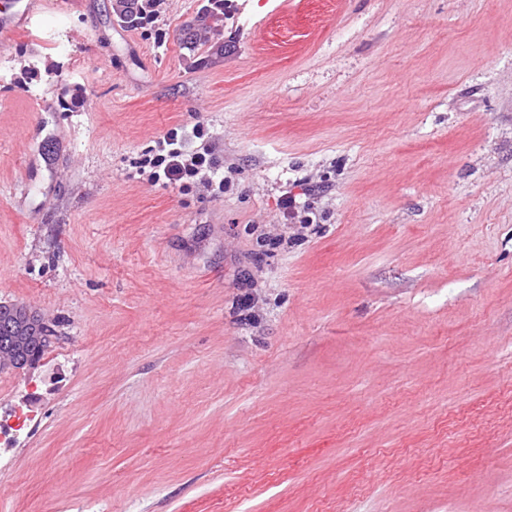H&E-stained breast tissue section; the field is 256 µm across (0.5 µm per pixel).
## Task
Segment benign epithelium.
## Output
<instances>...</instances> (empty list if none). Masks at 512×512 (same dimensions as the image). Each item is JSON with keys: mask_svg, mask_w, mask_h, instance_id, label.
<instances>
[{"mask_svg": "<svg viewBox=\"0 0 512 512\" xmlns=\"http://www.w3.org/2000/svg\"><path fill=\"white\" fill-rule=\"evenodd\" d=\"M0 310L8 313L10 323L0 337V371L32 369L38 364L30 350L42 352L50 346L53 337L39 334L44 318L34 309L21 303H0Z\"/></svg>", "mask_w": 512, "mask_h": 512, "instance_id": "1", "label": "benign epithelium"}]
</instances>
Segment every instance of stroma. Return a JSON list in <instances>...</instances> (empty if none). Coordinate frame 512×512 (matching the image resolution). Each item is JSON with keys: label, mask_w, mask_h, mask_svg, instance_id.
Here are the masks:
<instances>
[{"label": "stroma", "mask_w": 512, "mask_h": 512, "mask_svg": "<svg viewBox=\"0 0 512 512\" xmlns=\"http://www.w3.org/2000/svg\"><path fill=\"white\" fill-rule=\"evenodd\" d=\"M200 4L0 33V512H512V0ZM161 0H115L113 6L118 22L123 28L140 31L151 36ZM206 1L208 9L199 8L194 17L181 29V32L189 33L186 40L180 39V47L188 50L189 59H194L199 50L209 43L208 34L216 31L218 23L224 21V0ZM187 135L177 128L169 130L160 144V151L165 154H156L144 161L143 167L152 169L148 181L159 182L164 179L165 184L187 186V181L202 171L216 170L217 164L209 147L204 144L199 149L186 150ZM1 310L7 312L10 323L3 329L4 335L0 341V371L23 370L34 368L39 360L29 356L34 347L45 351L50 346L53 337L39 335L44 318L34 309L21 303H0Z\"/></svg>", "instance_id": "obj_1"}]
</instances>
